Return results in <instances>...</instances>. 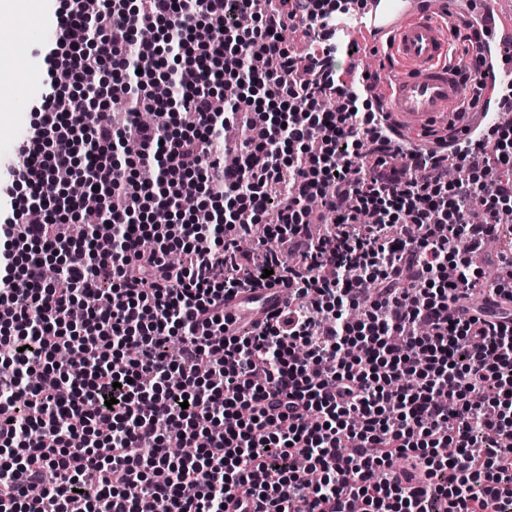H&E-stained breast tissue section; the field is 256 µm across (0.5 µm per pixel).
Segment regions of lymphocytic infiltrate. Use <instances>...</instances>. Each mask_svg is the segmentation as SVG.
Wrapping results in <instances>:
<instances>
[{
	"mask_svg": "<svg viewBox=\"0 0 512 512\" xmlns=\"http://www.w3.org/2000/svg\"><path fill=\"white\" fill-rule=\"evenodd\" d=\"M348 5L61 0L0 189V512H512V318L466 306L512 301V253L474 262L512 225V125L425 166L394 146L335 45L283 37ZM172 77L192 123H137ZM280 282L227 334L225 301ZM286 300H288V288L283 284L246 288L241 290L233 300L224 303V316L229 318L234 315L237 308L243 304L251 308L248 313L254 320L262 321L266 314L278 309Z\"/></svg>",
	"mask_w": 512,
	"mask_h": 512,
	"instance_id": "1",
	"label": "lymphocytic infiltrate"
}]
</instances>
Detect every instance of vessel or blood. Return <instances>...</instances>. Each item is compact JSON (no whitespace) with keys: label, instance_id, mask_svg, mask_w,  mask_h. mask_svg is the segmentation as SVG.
Instances as JSON below:
<instances>
[{"label":"vessel or blood","instance_id":"obj_1","mask_svg":"<svg viewBox=\"0 0 512 512\" xmlns=\"http://www.w3.org/2000/svg\"><path fill=\"white\" fill-rule=\"evenodd\" d=\"M359 24L370 31L377 47L386 48L402 66L392 79L386 110L397 137L429 147L439 139L468 138L494 112L495 94L503 79L512 80V25L498 21L495 6L467 9V0H368ZM472 22L481 37L477 63L483 85L475 111L457 113L471 89L449 62L453 53V26ZM288 298L284 285L241 290L224 305L225 316L239 306L253 319L278 309Z\"/></svg>","mask_w":512,"mask_h":512}]
</instances>
